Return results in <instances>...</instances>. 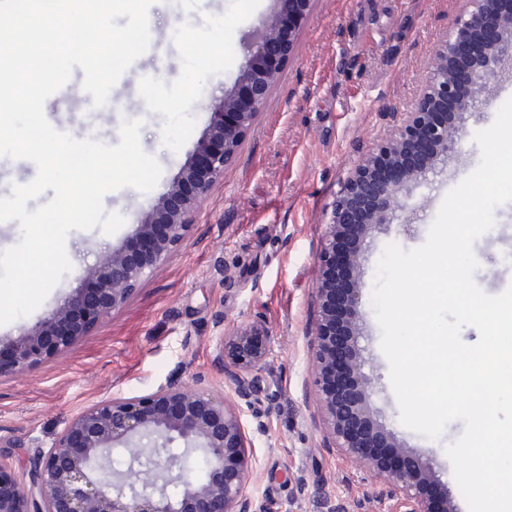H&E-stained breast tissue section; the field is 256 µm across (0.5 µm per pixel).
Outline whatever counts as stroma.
<instances>
[{
    "label": "stroma",
    "mask_w": 512,
    "mask_h": 512,
    "mask_svg": "<svg viewBox=\"0 0 512 512\" xmlns=\"http://www.w3.org/2000/svg\"><path fill=\"white\" fill-rule=\"evenodd\" d=\"M460 8L461 0H312L287 65L184 240L103 324L37 367L0 378V457L17 474H27L36 448H49L97 402L144 395L170 379L224 390L220 337L258 321L269 332L271 386L237 405L255 466L250 491L269 512H326V500L351 505L378 491L368 472L329 449L318 412L311 363L319 255L344 181L414 106ZM274 9L275 0H155L148 11L153 62L129 67L112 89L113 105L94 107L78 67L66 89L46 100L44 114L57 130L79 128L108 145L118 144L123 120H142L141 146L162 174L151 191L127 187L105 196L106 211L120 214L123 225L111 234L71 231V271L35 311L0 325V340L41 321L79 286L97 251L126 240L152 212L207 131L211 101L234 87L250 35ZM490 86L494 98L467 113V133L443 172L414 188L401 215L412 234L400 223L374 233L358 278L370 404L400 441L432 462L456 512L468 507L444 447L464 424L450 422L438 440L402 425L372 292L385 246L422 245L445 195L477 168L474 135L512 97V63ZM474 253L484 292L512 284V203L496 209Z\"/></svg>",
    "instance_id": "1"
}]
</instances>
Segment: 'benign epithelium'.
Masks as SVG:
<instances>
[{
  "label": "benign epithelium",
  "instance_id": "1",
  "mask_svg": "<svg viewBox=\"0 0 512 512\" xmlns=\"http://www.w3.org/2000/svg\"><path fill=\"white\" fill-rule=\"evenodd\" d=\"M443 37L422 93L397 132L353 170L333 206L317 287L319 318L312 360L319 413L331 450L380 483L379 505L394 512H454L448 490L436 485L428 461L397 443L374 417L370 378L359 346V269L372 232L392 223L413 184L427 182L465 133L464 115L486 103L490 78L512 61V0H463ZM310 0H276L273 15L253 40L237 90L215 100L206 133L191 159L143 223L116 247L107 246L82 274V285L43 320L8 343L0 342V377L21 373L60 353L108 318L186 236L200 204L250 128L291 55L294 33ZM258 322L234 332L219 363L224 395L194 383L169 381L155 391L115 397L77 413L20 477L0 459V512H265L248 491L252 463L245 451L239 400L264 392L270 355ZM144 439L156 445L112 463L118 450ZM391 449L386 459L372 452ZM193 454L200 476L183 473Z\"/></svg>",
  "mask_w": 512,
  "mask_h": 512
}]
</instances>
